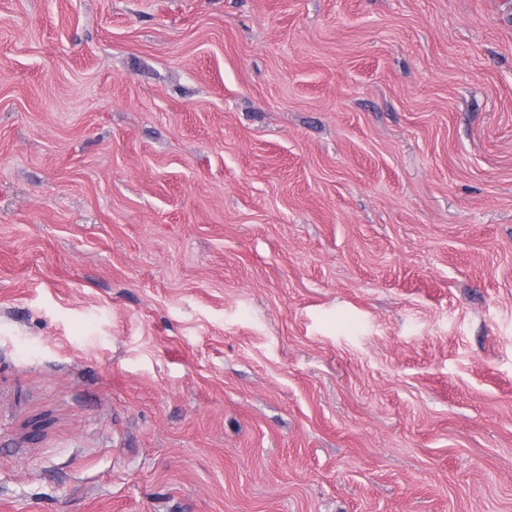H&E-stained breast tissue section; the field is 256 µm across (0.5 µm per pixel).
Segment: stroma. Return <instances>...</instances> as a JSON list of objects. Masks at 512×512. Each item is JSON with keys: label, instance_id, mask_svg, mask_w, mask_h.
Returning a JSON list of instances; mask_svg holds the SVG:
<instances>
[{"label": "stroma", "instance_id": "stroma-1", "mask_svg": "<svg viewBox=\"0 0 512 512\" xmlns=\"http://www.w3.org/2000/svg\"><path fill=\"white\" fill-rule=\"evenodd\" d=\"M0 512H512V0H0Z\"/></svg>", "mask_w": 512, "mask_h": 512}]
</instances>
